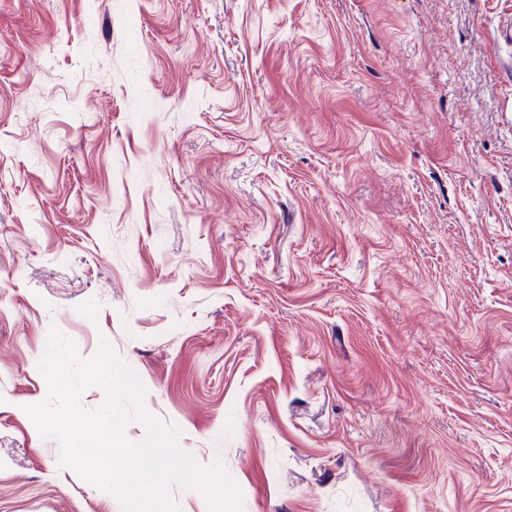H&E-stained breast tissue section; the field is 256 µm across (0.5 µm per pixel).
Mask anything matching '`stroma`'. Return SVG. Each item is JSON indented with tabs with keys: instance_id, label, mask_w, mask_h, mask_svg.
<instances>
[{
	"instance_id": "obj_1",
	"label": "stroma",
	"mask_w": 512,
	"mask_h": 512,
	"mask_svg": "<svg viewBox=\"0 0 512 512\" xmlns=\"http://www.w3.org/2000/svg\"><path fill=\"white\" fill-rule=\"evenodd\" d=\"M512 0H0V512H122L26 406L101 341L244 512H512Z\"/></svg>"
}]
</instances>
